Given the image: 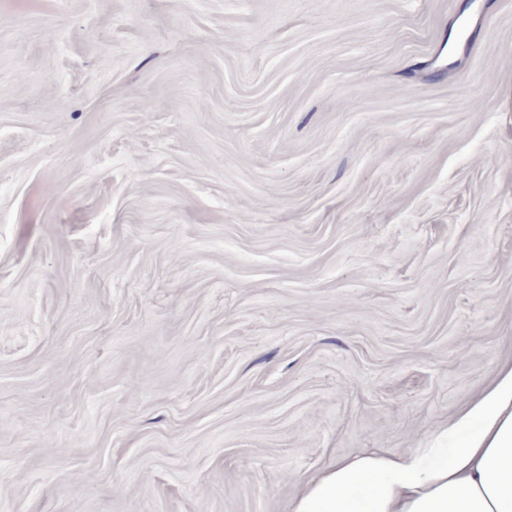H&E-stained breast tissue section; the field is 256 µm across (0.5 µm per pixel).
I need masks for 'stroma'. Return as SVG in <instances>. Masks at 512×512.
Returning a JSON list of instances; mask_svg holds the SVG:
<instances>
[{
  "instance_id": "obj_1",
  "label": "stroma",
  "mask_w": 512,
  "mask_h": 512,
  "mask_svg": "<svg viewBox=\"0 0 512 512\" xmlns=\"http://www.w3.org/2000/svg\"><path fill=\"white\" fill-rule=\"evenodd\" d=\"M512 364V0H0V512H290Z\"/></svg>"
}]
</instances>
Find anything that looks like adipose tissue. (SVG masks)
Returning a JSON list of instances; mask_svg holds the SVG:
<instances>
[{"label": "adipose tissue", "mask_w": 512, "mask_h": 512, "mask_svg": "<svg viewBox=\"0 0 512 512\" xmlns=\"http://www.w3.org/2000/svg\"><path fill=\"white\" fill-rule=\"evenodd\" d=\"M435 441L409 451L336 461L291 512H512V366Z\"/></svg>", "instance_id": "1"}]
</instances>
